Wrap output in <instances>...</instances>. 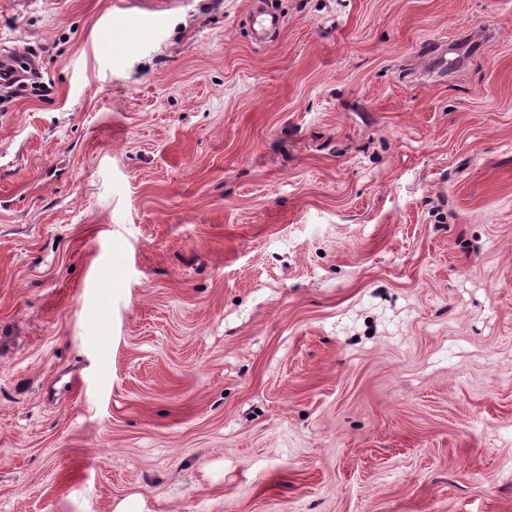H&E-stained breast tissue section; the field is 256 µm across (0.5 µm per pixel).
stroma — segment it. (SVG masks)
Masks as SVG:
<instances>
[{
  "instance_id": "obj_1",
  "label": "stroma",
  "mask_w": 512,
  "mask_h": 512,
  "mask_svg": "<svg viewBox=\"0 0 512 512\" xmlns=\"http://www.w3.org/2000/svg\"><path fill=\"white\" fill-rule=\"evenodd\" d=\"M251 2L0 0V512H512V0ZM249 15V24L255 37L261 41L272 38L280 27L278 14L269 6L267 0H254Z\"/></svg>"
}]
</instances>
